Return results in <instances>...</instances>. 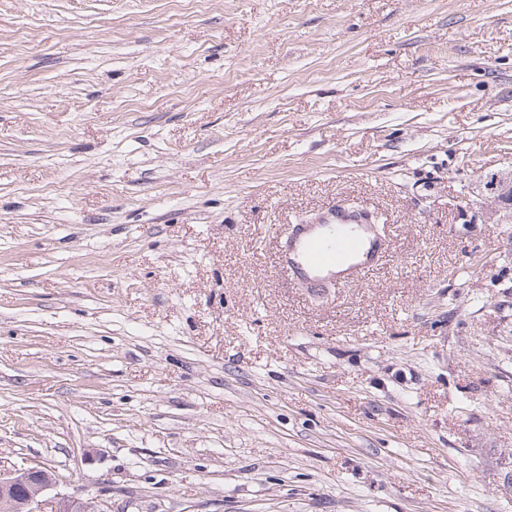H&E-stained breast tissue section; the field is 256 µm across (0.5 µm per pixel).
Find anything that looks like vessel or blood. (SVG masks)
<instances>
[{
  "mask_svg": "<svg viewBox=\"0 0 512 512\" xmlns=\"http://www.w3.org/2000/svg\"><path fill=\"white\" fill-rule=\"evenodd\" d=\"M387 245L366 212L327 207L307 224L294 225L278 254L288 276L312 292L347 281L363 282L382 265Z\"/></svg>",
  "mask_w": 512,
  "mask_h": 512,
  "instance_id": "b4317fda",
  "label": "vessel or blood"
}]
</instances>
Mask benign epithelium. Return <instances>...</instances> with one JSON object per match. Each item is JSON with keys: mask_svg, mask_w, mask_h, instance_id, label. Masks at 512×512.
<instances>
[{"mask_svg": "<svg viewBox=\"0 0 512 512\" xmlns=\"http://www.w3.org/2000/svg\"><path fill=\"white\" fill-rule=\"evenodd\" d=\"M493 186L497 200L512 206V172L494 179ZM53 473L45 464L0 469V512H84L83 502L73 497H56L44 508L41 497L57 484Z\"/></svg>", "mask_w": 512, "mask_h": 512, "instance_id": "1", "label": "benign epithelium"}]
</instances>
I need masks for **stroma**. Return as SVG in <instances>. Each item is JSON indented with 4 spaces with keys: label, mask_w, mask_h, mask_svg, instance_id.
<instances>
[{
    "label": "stroma",
    "mask_w": 512,
    "mask_h": 512,
    "mask_svg": "<svg viewBox=\"0 0 512 512\" xmlns=\"http://www.w3.org/2000/svg\"><path fill=\"white\" fill-rule=\"evenodd\" d=\"M510 172L512 0H0V467L512 512ZM339 201L388 256L313 296L279 243Z\"/></svg>",
    "instance_id": "1"
}]
</instances>
